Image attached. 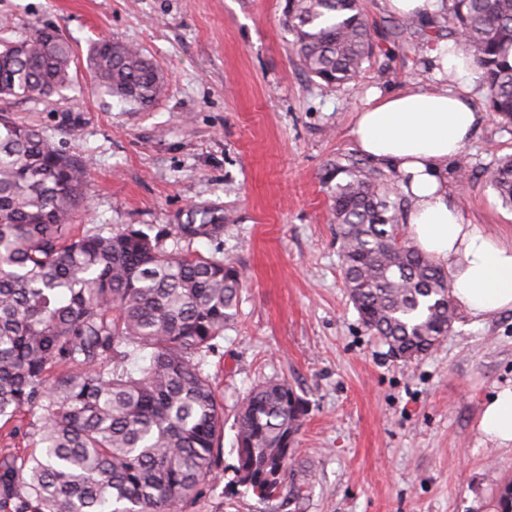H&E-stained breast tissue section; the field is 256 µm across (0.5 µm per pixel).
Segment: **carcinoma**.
<instances>
[{"instance_id": "cac0c4a2", "label": "carcinoma", "mask_w": 512, "mask_h": 512, "mask_svg": "<svg viewBox=\"0 0 512 512\" xmlns=\"http://www.w3.org/2000/svg\"><path fill=\"white\" fill-rule=\"evenodd\" d=\"M448 36L474 58L488 105L512 123V0H443ZM303 70L338 86L373 43L359 0H286ZM74 53L39 22L0 44V98H48L72 86ZM86 70L95 92L144 109L164 77L138 48L101 39ZM88 163L35 125L0 113V421L38 413V452L0 462V512H173L214 473L224 412L207 357L237 318L245 279L230 260L188 251L213 217L174 235L72 229ZM512 210V154L484 171ZM342 274L365 328L401 359L423 357L455 320L442 266L400 235L392 181L363 162L332 169ZM138 368L127 369L131 360ZM63 371L49 378L54 367ZM306 416L285 379L254 387L236 418L237 465L261 501L298 497L294 450Z\"/></svg>"}]
</instances>
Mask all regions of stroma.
I'll return each instance as SVG.
<instances>
[{
	"mask_svg": "<svg viewBox=\"0 0 512 512\" xmlns=\"http://www.w3.org/2000/svg\"><path fill=\"white\" fill-rule=\"evenodd\" d=\"M286 0H0V42L32 21L75 51L71 89L0 98V111L38 126L88 161L74 230L175 232L194 211L220 230L192 252L233 260L247 275L238 317L205 370L224 410L219 466L177 512H490L512 480V447L486 439L480 413L512 384V311L477 322L457 313L428 355L394 359L362 324L341 274L329 167L357 157L350 130L372 91L427 87L436 27L395 35L384 0H361L374 51L336 86L309 79L286 43ZM110 38L141 48L165 93L131 111L91 88L86 55ZM485 120L463 151L470 177L449 171L466 222L512 235L482 171L512 154V126L487 104L479 73L449 77ZM284 378L307 406L296 436L303 498L258 500L237 482V405Z\"/></svg>",
	"mask_w": 512,
	"mask_h": 512,
	"instance_id": "35a3bbf8",
	"label": "stroma"
}]
</instances>
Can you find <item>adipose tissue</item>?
<instances>
[{"mask_svg":"<svg viewBox=\"0 0 512 512\" xmlns=\"http://www.w3.org/2000/svg\"><path fill=\"white\" fill-rule=\"evenodd\" d=\"M483 120L468 93L440 81L426 89L371 93L351 128L359 152L394 172L411 201V241L448 271L455 305L475 319L512 310V240L465 223L445 180L449 162ZM479 428L496 445L512 446V385L487 399Z\"/></svg>","mask_w":512,"mask_h":512,"instance_id":"obj_1","label":"adipose tissue"}]
</instances>
